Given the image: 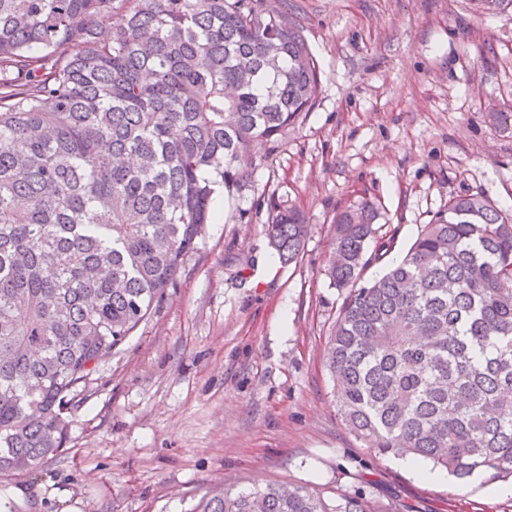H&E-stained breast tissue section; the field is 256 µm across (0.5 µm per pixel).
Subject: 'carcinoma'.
<instances>
[{"instance_id":"obj_1","label":"carcinoma","mask_w":512,"mask_h":512,"mask_svg":"<svg viewBox=\"0 0 512 512\" xmlns=\"http://www.w3.org/2000/svg\"><path fill=\"white\" fill-rule=\"evenodd\" d=\"M320 81L301 24L266 0H0V476L61 451L75 393L176 280L217 189L255 191ZM377 218L368 199L339 210L324 269L342 424L460 482L512 477V214L451 197L364 283L394 247ZM263 231L290 265L310 225L273 203ZM197 509L371 512L360 491L293 484Z\"/></svg>"}]
</instances>
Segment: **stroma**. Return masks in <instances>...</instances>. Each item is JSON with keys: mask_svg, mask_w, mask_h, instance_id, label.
Wrapping results in <instances>:
<instances>
[{"mask_svg": "<svg viewBox=\"0 0 512 512\" xmlns=\"http://www.w3.org/2000/svg\"><path fill=\"white\" fill-rule=\"evenodd\" d=\"M267 2L304 28L315 105L254 193H215L177 281L74 398L62 453L0 477L19 512H193L211 488L269 484L361 490L372 512H512L482 479L428 478L344 428L324 364L342 298L322 274L336 212L364 197L394 260L449 197L512 212V0ZM273 199L311 226L290 265L263 234Z\"/></svg>", "mask_w": 512, "mask_h": 512, "instance_id": "1", "label": "stroma"}]
</instances>
